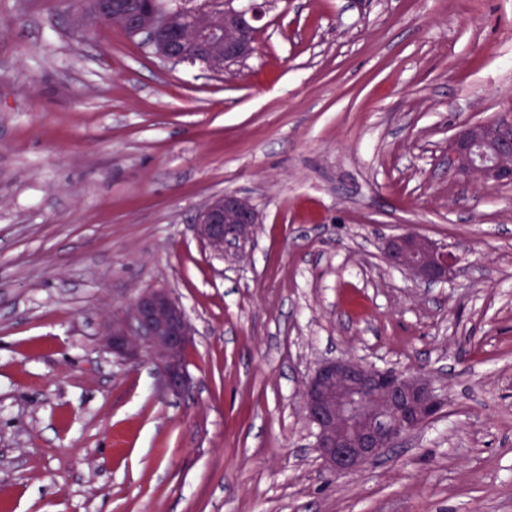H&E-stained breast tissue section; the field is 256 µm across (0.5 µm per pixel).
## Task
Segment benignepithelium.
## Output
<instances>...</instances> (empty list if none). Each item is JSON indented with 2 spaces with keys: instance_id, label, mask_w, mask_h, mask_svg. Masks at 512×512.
Listing matches in <instances>:
<instances>
[{
  "instance_id": "benign-epithelium-1",
  "label": "benign epithelium",
  "mask_w": 512,
  "mask_h": 512,
  "mask_svg": "<svg viewBox=\"0 0 512 512\" xmlns=\"http://www.w3.org/2000/svg\"><path fill=\"white\" fill-rule=\"evenodd\" d=\"M261 17L257 6L237 8L233 0H225L223 23L198 20L176 43L154 51L177 66L194 60L182 50L188 38L208 49L221 47L224 53L207 56L205 67L222 73L229 62L253 53L255 22ZM448 174L476 178L490 188L512 185V122L489 118L457 128L448 140ZM258 223L248 201L226 193L200 212L195 233L215 255L222 256L248 242ZM383 258L426 284L448 282L462 260L456 247L410 231L387 237ZM194 336L184 310L170 294L149 288L134 297L125 318L106 327L104 342L127 361L148 356L162 375L164 391L179 396L191 383L187 353ZM302 404L326 469L336 475H355L435 417L445 399L427 374L337 357L321 362L307 378Z\"/></svg>"
}]
</instances>
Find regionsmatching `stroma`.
Listing matches in <instances>:
<instances>
[{"label": "stroma", "instance_id": "35a3bbf8", "mask_svg": "<svg viewBox=\"0 0 512 512\" xmlns=\"http://www.w3.org/2000/svg\"><path fill=\"white\" fill-rule=\"evenodd\" d=\"M255 51L173 66L69 0H0V512H512V186L448 174L512 121V0H271ZM233 192L254 235L194 225ZM408 229L452 278L388 266ZM165 288L196 329L182 397L103 345ZM424 372L442 411L331 475L324 359ZM258 222L257 212L248 201L224 193L200 212L195 233L214 255L224 256L227 250H239L248 242ZM382 253L389 265L426 284L448 282L462 260L455 246L441 245L410 231L387 237Z\"/></svg>", "mask_w": 512, "mask_h": 512}]
</instances>
